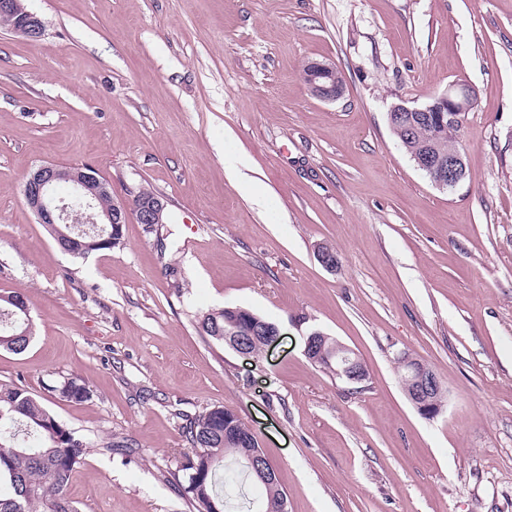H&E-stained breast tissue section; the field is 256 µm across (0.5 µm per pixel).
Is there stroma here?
<instances>
[{"label":"stroma","mask_w":512,"mask_h":512,"mask_svg":"<svg viewBox=\"0 0 512 512\" xmlns=\"http://www.w3.org/2000/svg\"><path fill=\"white\" fill-rule=\"evenodd\" d=\"M26 5L39 40L0 27V293L26 295L33 337L0 350V380L88 441L79 512H197L172 478L181 417L218 406L256 434L288 512H512V0ZM314 61L341 74L337 101L304 85ZM455 82L477 103L447 190L388 113ZM45 163L95 168L117 200L153 190L165 240L132 219L118 247L63 253L23 192ZM228 305L278 338L246 355L202 336ZM314 330L367 380L313 365ZM403 352L442 379L439 416L408 400ZM71 376L89 400L47 391ZM122 437L132 451L106 449Z\"/></svg>","instance_id":"stroma-1"}]
</instances>
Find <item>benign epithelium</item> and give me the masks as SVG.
Returning <instances> with one entry per match:
<instances>
[{"label":"benign epithelium","mask_w":512,"mask_h":512,"mask_svg":"<svg viewBox=\"0 0 512 512\" xmlns=\"http://www.w3.org/2000/svg\"><path fill=\"white\" fill-rule=\"evenodd\" d=\"M0 13L11 15L13 24L11 31L36 41L45 30L43 20L34 12L27 10L23 0H0ZM302 79L309 92L324 101H335L344 93L341 75L330 63L311 62L302 73ZM475 101L474 91H469L467 97H458L453 87L435 98L434 102L423 107H409L397 104L391 108L393 112H446L448 118L455 119L457 114L472 109ZM435 166L439 169L437 186L444 189L459 183L465 175L464 154L458 148L448 151V154L437 158ZM69 184L72 197L80 201V209L73 208L70 202L57 196L59 183ZM110 192L107 182L98 177L90 168H78L69 173L60 166L47 163L36 167L30 172L24 184V196L28 206L36 214L39 223L50 224L59 233L55 234L56 243L61 250H66L61 237L73 238L72 230H61V227L76 223L86 224H126L128 223V207L125 203L112 201V210L98 212L95 202L98 198ZM165 203L162 198L154 197L145 201L135 212L136 221L140 224H155L159 220ZM343 364L342 375L347 381L356 383L360 377L352 368L359 359L347 347L336 352ZM398 366L403 371V377L410 380L414 387L408 398L413 406L421 411L427 410L424 399L434 383L440 381L436 372L425 363L417 367L407 366V360L398 359Z\"/></svg>","instance_id":"benign-epithelium-1"}]
</instances>
